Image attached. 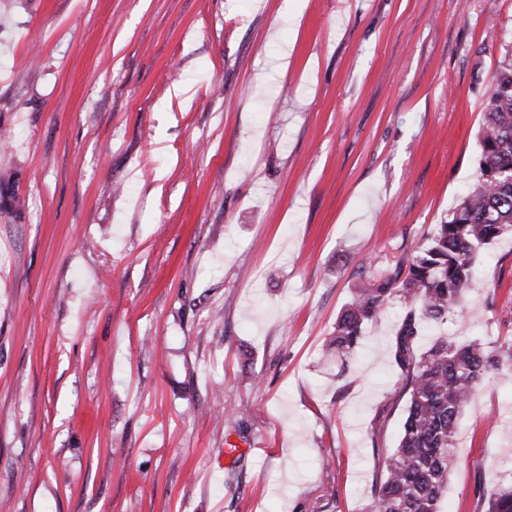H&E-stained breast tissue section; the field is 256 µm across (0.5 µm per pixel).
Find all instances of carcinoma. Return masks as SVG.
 I'll return each instance as SVG.
<instances>
[{"label":"carcinoma","instance_id":"carcinoma-1","mask_svg":"<svg viewBox=\"0 0 512 512\" xmlns=\"http://www.w3.org/2000/svg\"><path fill=\"white\" fill-rule=\"evenodd\" d=\"M479 150V179L450 219L434 225L394 267L360 280L329 339L344 362L367 324L377 321L392 300L405 303L391 345L392 362L405 380V419L368 512H440L448 478L459 464L465 407L488 374L512 377V336L459 342L434 335L426 349L418 348L429 331L464 309L478 251L512 236V59H505L497 73ZM479 494L486 512H512V485Z\"/></svg>","mask_w":512,"mask_h":512}]
</instances>
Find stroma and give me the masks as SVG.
Returning <instances> with one entry per match:
<instances>
[{
    "label": "stroma",
    "instance_id": "stroma-1",
    "mask_svg": "<svg viewBox=\"0 0 512 512\" xmlns=\"http://www.w3.org/2000/svg\"><path fill=\"white\" fill-rule=\"evenodd\" d=\"M512 0H0V512H367L406 403L393 301L478 180ZM438 334L512 336V240ZM441 512L512 481V381Z\"/></svg>",
    "mask_w": 512,
    "mask_h": 512
}]
</instances>
